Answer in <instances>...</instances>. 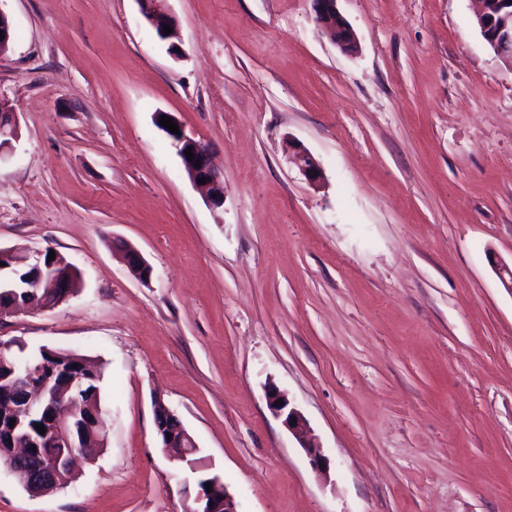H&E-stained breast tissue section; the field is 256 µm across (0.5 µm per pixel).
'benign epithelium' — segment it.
I'll list each match as a JSON object with an SVG mask.
<instances>
[{
	"instance_id": "obj_1",
	"label": "benign epithelium",
	"mask_w": 512,
	"mask_h": 512,
	"mask_svg": "<svg viewBox=\"0 0 512 512\" xmlns=\"http://www.w3.org/2000/svg\"><path fill=\"white\" fill-rule=\"evenodd\" d=\"M139 12L145 21L155 30L162 41L169 42L168 52L177 57L179 52L175 48L179 44L177 22L165 7V0H136ZM317 21L325 30L329 39L344 52H352L357 47L356 35L347 21L336 7L337 0H313ZM479 10L476 16L477 24L481 29L489 45L504 58L512 62V0H479ZM169 26L173 33H163V26ZM169 138L180 157L182 165L193 182L204 178L205 184L201 185L206 191L210 204L219 207L224 204V181L216 173L212 166L209 147L206 143L190 137L185 132L170 133ZM19 138V121L13 105L5 98H0V162L4 161L13 149V142ZM192 149L193 159H188L185 154L187 149ZM288 162L294 164L304 177L312 184L318 185L323 180V171L315 157L304 147L291 144L288 147ZM124 265L131 273L139 278H147L151 274V267L134 246L125 243L116 248ZM7 254L14 258V263L24 265L33 258H41L44 251H29L26 248H0V256ZM62 271H57V268ZM48 287L61 288L63 293L61 300H66L70 294L76 277V268L68 263L60 254L47 266ZM44 309L38 304L37 298H32L24 303H16L8 309L0 307V322L20 314L34 310ZM280 394L269 390L267 401L270 408L277 416L283 418V423L293 436L305 448L311 456L312 464L321 467L326 465L324 456L313 449L309 428L303 416L288 403L276 404L280 400ZM154 411L157 417V435L164 448H177L179 452L175 460L185 463L192 469H198V461L195 456L199 452L196 442L181 422L178 415L171 410L160 397L154 400ZM33 459L29 448H11L0 454V466L11 474L17 472L22 463ZM72 461L63 457H48L38 460L33 479L38 482L49 481L58 477L61 471L71 468ZM211 483L212 491L206 490V483ZM198 490L193 500V507L186 512H237V505L233 495L228 491L220 477L213 475L201 477L197 482Z\"/></svg>"
}]
</instances>
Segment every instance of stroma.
I'll return each instance as SVG.
<instances>
[{"instance_id": "stroma-1", "label": "stroma", "mask_w": 512, "mask_h": 512, "mask_svg": "<svg viewBox=\"0 0 512 512\" xmlns=\"http://www.w3.org/2000/svg\"><path fill=\"white\" fill-rule=\"evenodd\" d=\"M166 6L178 57L136 0H0L20 122L0 247L53 248L81 280L0 338L103 362L108 432L51 494L0 470V512H185L196 476L160 445L158 396L238 512H512V293L490 262L512 263V63L477 0H337L351 54L312 0ZM159 112L207 143L223 207ZM317 21L329 39L344 52L357 47L356 35L336 7L337 0H313ZM288 162L294 164L311 184L318 185L322 182L323 171L318 161L306 148L290 144ZM312 174H315V177H312ZM115 251L119 254L124 265L131 273L139 278H148L151 274V267L142 255V253L134 246L125 243L121 244ZM278 400L283 401V405H275ZM267 401L270 408L276 413L277 416L283 417V423L293 436L300 443L302 448H305L308 454L311 456L312 464L316 467L326 465V459L324 456L313 449L309 428L303 416L293 408H289V404L282 399L280 394L275 390H269L267 394ZM291 421H295V424H291Z\"/></svg>"}]
</instances>
